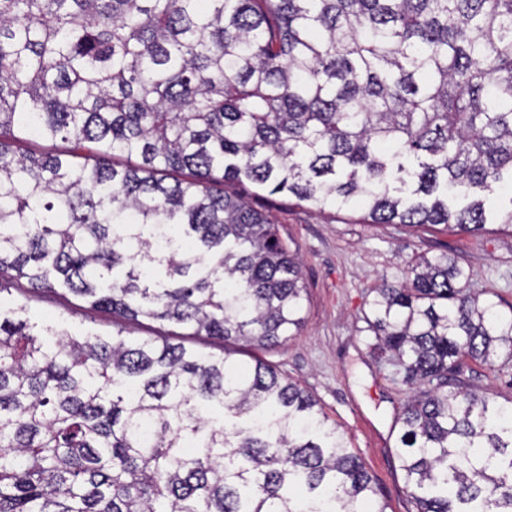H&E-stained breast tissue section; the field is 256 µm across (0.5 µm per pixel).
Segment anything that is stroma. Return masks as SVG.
<instances>
[{
  "label": "stroma",
  "mask_w": 512,
  "mask_h": 512,
  "mask_svg": "<svg viewBox=\"0 0 512 512\" xmlns=\"http://www.w3.org/2000/svg\"><path fill=\"white\" fill-rule=\"evenodd\" d=\"M238 192L276 224L301 261L307 287L300 335L272 350H248L245 360L258 357L276 365L312 394L329 424L343 433L373 475L387 512H413L402 491L392 435L394 419L411 392L395 383L391 368L375 361L361 331L365 301L382 279H401L412 256L446 253L470 268L474 288L489 290L510 305L512 236L367 224L357 213L323 211L248 184ZM25 315L40 325L62 323L75 338H108L113 332L111 314L91 309L65 291L30 295Z\"/></svg>",
  "instance_id": "obj_1"
}]
</instances>
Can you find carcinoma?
<instances>
[{
    "mask_svg": "<svg viewBox=\"0 0 512 512\" xmlns=\"http://www.w3.org/2000/svg\"><path fill=\"white\" fill-rule=\"evenodd\" d=\"M246 182L512 233V195L472 193L512 185V0H0V293L63 287L117 328L77 339L0 305V512H386L317 401L233 358L298 335L307 297ZM493 297L422 254L366 300L412 391L394 431L416 512H512V398L465 378L512 361ZM143 319L224 352L125 338Z\"/></svg>",
    "mask_w": 512,
    "mask_h": 512,
    "instance_id": "cac0c4a2",
    "label": "carcinoma"
}]
</instances>
